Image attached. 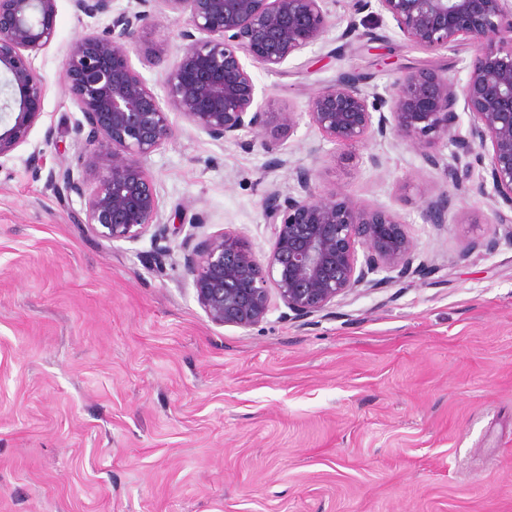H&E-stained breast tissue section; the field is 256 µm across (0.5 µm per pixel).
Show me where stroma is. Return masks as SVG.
I'll return each mask as SVG.
<instances>
[{
    "instance_id": "1",
    "label": "stroma",
    "mask_w": 512,
    "mask_h": 512,
    "mask_svg": "<svg viewBox=\"0 0 512 512\" xmlns=\"http://www.w3.org/2000/svg\"><path fill=\"white\" fill-rule=\"evenodd\" d=\"M125 9L138 0L93 18L57 0L56 37L35 60L44 116L0 163V512H512V245L486 169L472 161L458 191L446 141L343 149L307 115L310 94L347 73L370 92L422 68L464 83L472 46L429 51L378 9L329 0L322 41L253 72L264 111L296 114L275 153L252 132L215 141L176 121L146 163L165 223L200 240L234 229L265 254L262 200L296 194L304 166L318 188L396 214L418 244L419 273L305 320L275 309L221 327L177 237L152 226L107 240L52 179L87 137L66 49ZM149 9L131 61L159 93L164 69L144 50L174 58L182 25ZM445 191L447 224L426 223Z\"/></svg>"
}]
</instances>
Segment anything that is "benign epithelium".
Instances as JSON below:
<instances>
[{
    "label": "benign epithelium",
    "mask_w": 512,
    "mask_h": 512,
    "mask_svg": "<svg viewBox=\"0 0 512 512\" xmlns=\"http://www.w3.org/2000/svg\"><path fill=\"white\" fill-rule=\"evenodd\" d=\"M57 0H0V74L9 96L0 101V160H8L44 115L47 85L34 66L55 39ZM89 17L111 0H72ZM184 21L185 44L167 67L160 98L133 67L130 50L150 25L148 11H121L102 34L72 42L63 60L65 82L89 127L77 166L61 165L54 178L82 201L84 223L111 241H136L148 227L178 236L183 226L163 222L160 197L145 163L176 132L169 113L196 131L236 140L252 131L262 147L277 148L271 124L292 127L293 112H265L249 67L280 71L288 58L320 41L331 27L327 0H159ZM398 32L426 50L465 40L474 48L466 82L459 86L429 69L408 71L385 89L368 92L342 76L316 90L308 116L338 147L363 146L375 136L424 147L434 134L457 151L488 149L494 197L512 209V0H354L355 11L372 6ZM469 114L468 136L459 134L457 108ZM464 164V163H462ZM470 164H464V171ZM299 191L262 202L271 230L269 251L259 256L234 230L179 244L199 304L219 326L252 328L278 300L282 317L307 318L339 298L383 283L379 272L404 278L416 271V241L397 216L316 191L314 171L293 169ZM452 198L425 201L429 224L448 222Z\"/></svg>",
    "instance_id": "benign-epithelium-1"
}]
</instances>
